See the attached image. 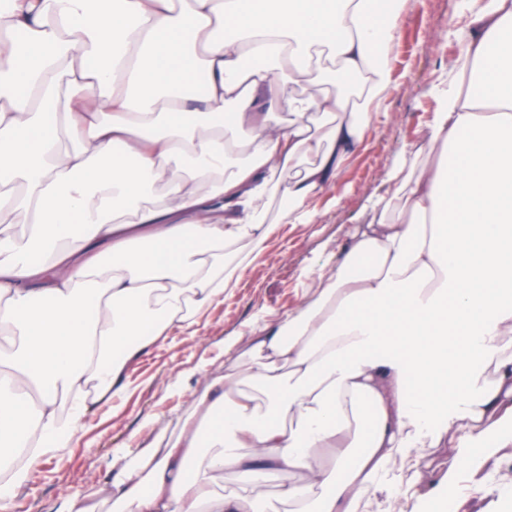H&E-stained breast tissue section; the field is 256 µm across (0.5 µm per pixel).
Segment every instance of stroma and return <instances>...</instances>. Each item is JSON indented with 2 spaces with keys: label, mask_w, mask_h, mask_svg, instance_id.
<instances>
[{
  "label": "stroma",
  "mask_w": 512,
  "mask_h": 512,
  "mask_svg": "<svg viewBox=\"0 0 512 512\" xmlns=\"http://www.w3.org/2000/svg\"><path fill=\"white\" fill-rule=\"evenodd\" d=\"M466 0H407L387 51L389 88L372 110L363 143L343 163L336 180L313 201L316 216L308 224H284L279 213L285 190L269 205L268 221L276 230L261 245L242 243L247 260L239 285L210 306L187 329L170 331L127 370L125 393L99 406L84 421L63 456L42 463L18 501L23 512H58L64 494H79L89 512H108L105 465L112 457H134L158 448L178 434L210 381L224 373L228 357L252 348L258 327L282 323L312 299L311 280L322 267H336L341 251L375 217L372 202L395 191L392 169L405 174L436 160L428 124L438 109L434 87L441 79L462 85V72L445 73L448 60L465 58ZM451 446L413 449L405 465L393 467L386 491L372 495L367 512H424L431 488L473 499L486 484L495 485L483 502L487 512H512V446L496 449L492 459L461 477L448 476ZM213 489L219 494L245 491L249 503L269 512H287L280 499V477L271 474L259 486L244 488L227 470Z\"/></svg>",
  "instance_id": "1"
}]
</instances>
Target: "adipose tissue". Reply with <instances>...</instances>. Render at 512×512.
Segmentation results:
<instances>
[{"mask_svg":"<svg viewBox=\"0 0 512 512\" xmlns=\"http://www.w3.org/2000/svg\"><path fill=\"white\" fill-rule=\"evenodd\" d=\"M395 18L376 0L0 12V512L122 394L129 361L236 284L224 255L270 236L280 185L283 223L315 217L387 89ZM467 27L480 91L442 88L430 141L444 161L402 181L405 202L385 200L313 301L231 359L173 443L113 458L114 512H245L211 489L225 469L251 484L278 471L290 512H364L412 448L457 435L453 476L512 445V0ZM322 53L337 62L325 75Z\"/></svg>","mask_w":512,"mask_h":512,"instance_id":"adipose-tissue-1","label":"adipose tissue"}]
</instances>
